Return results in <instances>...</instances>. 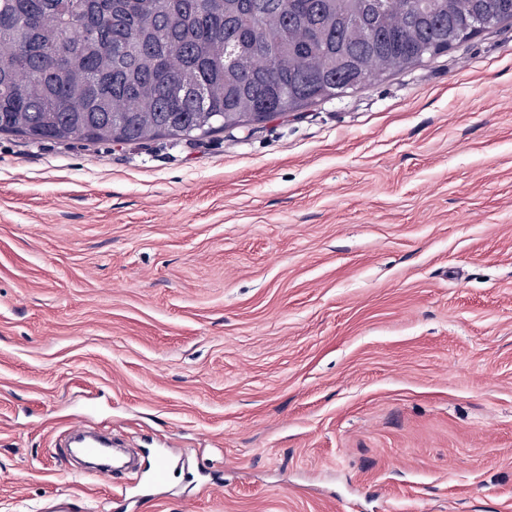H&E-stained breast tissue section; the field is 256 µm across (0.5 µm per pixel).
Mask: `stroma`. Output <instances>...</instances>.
<instances>
[{
    "label": "stroma",
    "mask_w": 512,
    "mask_h": 512,
    "mask_svg": "<svg viewBox=\"0 0 512 512\" xmlns=\"http://www.w3.org/2000/svg\"><path fill=\"white\" fill-rule=\"evenodd\" d=\"M83 419L151 483L68 472ZM512 512V23L186 141L0 133V512Z\"/></svg>",
    "instance_id": "stroma-1"
}]
</instances>
